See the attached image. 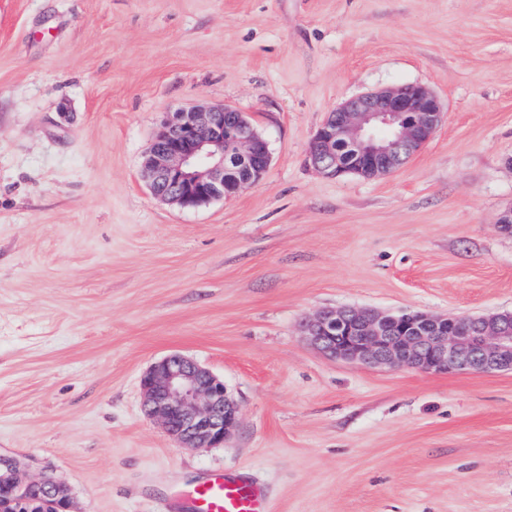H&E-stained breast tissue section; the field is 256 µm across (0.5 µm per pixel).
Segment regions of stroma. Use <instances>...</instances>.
I'll return each mask as SVG.
<instances>
[{"mask_svg":"<svg viewBox=\"0 0 512 512\" xmlns=\"http://www.w3.org/2000/svg\"><path fill=\"white\" fill-rule=\"evenodd\" d=\"M427 86L446 115L401 170L328 179L327 113ZM245 112L261 182L154 197L167 113ZM512 0H0V454L74 512H188L207 472L269 512H512V373L370 369L299 332L326 308L512 311ZM182 353L240 407L179 447L141 376Z\"/></svg>","mask_w":512,"mask_h":512,"instance_id":"1","label":"stroma"}]
</instances>
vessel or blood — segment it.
Listing matches in <instances>:
<instances>
[{
  "label": "vessel or blood",
  "instance_id": "obj_1",
  "mask_svg": "<svg viewBox=\"0 0 512 512\" xmlns=\"http://www.w3.org/2000/svg\"><path fill=\"white\" fill-rule=\"evenodd\" d=\"M265 491L238 476L221 472L202 477L191 493V512H265Z\"/></svg>",
  "mask_w": 512,
  "mask_h": 512
}]
</instances>
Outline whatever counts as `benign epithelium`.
I'll use <instances>...</instances> for the list:
<instances>
[{"mask_svg": "<svg viewBox=\"0 0 512 512\" xmlns=\"http://www.w3.org/2000/svg\"><path fill=\"white\" fill-rule=\"evenodd\" d=\"M445 116L425 86L398 84L350 97L331 110L312 137L308 157L328 178H372L398 171L433 137ZM271 164L268 142L232 107L168 113L149 146L142 179L152 194L181 208L230 198L260 182ZM325 355L369 367L426 372L512 370V312L437 316L368 308L325 309L301 325ZM143 407L184 448H212L238 428L239 409L224 381L181 354L152 364L141 378ZM26 485L43 491L55 512H71L57 478L34 477L0 455V498Z\"/></svg>", "mask_w": 512, "mask_h": 512, "instance_id": "benign-epithelium-1", "label": "benign epithelium"}]
</instances>
